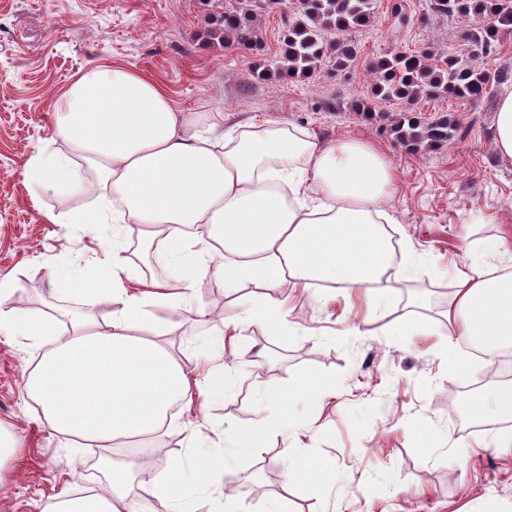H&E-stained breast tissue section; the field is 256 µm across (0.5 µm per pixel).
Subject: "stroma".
Here are the masks:
<instances>
[{"instance_id": "35a3bbf8", "label": "stroma", "mask_w": 512, "mask_h": 512, "mask_svg": "<svg viewBox=\"0 0 512 512\" xmlns=\"http://www.w3.org/2000/svg\"><path fill=\"white\" fill-rule=\"evenodd\" d=\"M395 0H377L375 21L355 35L358 58L344 71L325 70L298 81L254 70L281 47L277 13L259 11L261 50L227 48L209 35L211 16L224 0H0V279L11 292L4 305L30 315L65 319L83 313L77 294L58 297L52 280L101 267L112 246V227L51 224L46 212L89 206L82 194L31 197L23 170L39 151H65L52 116L59 92L90 66L112 62L157 81L183 110L205 113L231 127L250 119L287 121L323 142L356 138L378 149L396 178L385 210L386 230L400 247L409 272L390 271L383 294L366 288L289 285L266 291L254 283L228 291L216 269L199 277L190 305L156 301L150 319L175 326L182 360L195 367L203 346L223 326L236 330L224 352V374L233 385L222 398H197L194 414L176 409L148 440L113 447L121 460L162 450L159 463L135 479L136 512L152 502L148 480L174 463L192 469L204 453L224 449L225 431L250 426L268 390H284L318 377L330 391L318 403H291L296 424L280 429L259 448L236 454L233 479L187 486L191 512H262L280 502L286 512H512V449L497 419L483 428L465 411L469 384L512 387V377L487 380V364L463 346L457 322L445 311L460 271L483 256L499 266L512 255L479 248L512 225V163L503 161L491 132L504 87L489 99L421 98L370 101V64L393 45L438 53L461 50L465 23L428 12L421 0H402L409 26L392 16ZM370 109H363V101ZM414 109L421 121L454 117L462 136L448 145L409 150L389 121ZM495 223H487V216ZM272 297L285 325L245 320L248 303ZM223 303L219 321L200 324L197 312ZM419 328H410L411 320ZM39 348L0 335V432L15 446L0 461V512H43L70 484L100 483L92 461L98 447L65 440L46 423L40 404L26 394L25 376ZM266 366L265 376L255 375ZM309 448L326 469L320 486L286 483L288 451Z\"/></svg>"}]
</instances>
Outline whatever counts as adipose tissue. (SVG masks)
Here are the masks:
<instances>
[{"label":"adipose tissue","mask_w":512,"mask_h":512,"mask_svg":"<svg viewBox=\"0 0 512 512\" xmlns=\"http://www.w3.org/2000/svg\"><path fill=\"white\" fill-rule=\"evenodd\" d=\"M54 132L71 155L38 153L26 180L41 191L91 193L95 205L64 217L50 212L47 220L112 225V256L101 271L55 283L58 294L81 292L110 305L107 321L87 312L62 332L50 316L0 307V334L33 336L45 347L26 391L40 400L57 434L108 448L157 432L172 403L192 402L202 391L215 397L231 391L226 379L202 386L145 310L152 299L189 304L197 276L217 262L214 243L228 254L217 264L230 290L248 281L271 290L288 280L386 289L393 247L382 230L390 221L382 204L396 180L383 154L364 142L322 143L271 119L226 129L175 108L157 82L109 63L85 70L63 90ZM76 156L93 171L92 180L83 179ZM135 232L146 246L165 250L174 282L132 287L122 241ZM452 312L461 335L489 347L511 345L512 267L470 265L458 280ZM326 392V384L307 380L270 391L269 407L252 425L225 435L223 453L197 461L196 483L210 485L231 473L238 449L257 447L281 428L290 398L314 401ZM133 469L111 467L106 485L67 494L45 512H133ZM184 484L179 464L153 479L152 512H176Z\"/></svg>","instance_id":"1"}]
</instances>
